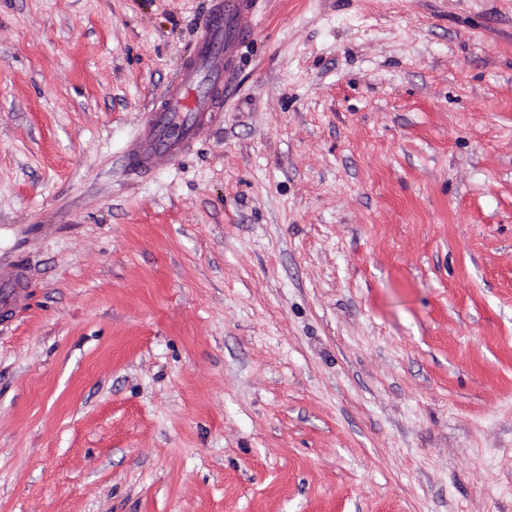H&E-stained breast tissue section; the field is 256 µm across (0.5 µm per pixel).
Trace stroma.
Instances as JSON below:
<instances>
[{
	"label": "stroma",
	"instance_id": "35a3bbf8",
	"mask_svg": "<svg viewBox=\"0 0 512 512\" xmlns=\"http://www.w3.org/2000/svg\"><path fill=\"white\" fill-rule=\"evenodd\" d=\"M0 0V512H512V0ZM258 0H225L203 20L194 52L182 62L143 127L128 143L125 162L142 176L161 156L179 159L217 116L215 90L232 92L227 76L242 16Z\"/></svg>",
	"mask_w": 512,
	"mask_h": 512
}]
</instances>
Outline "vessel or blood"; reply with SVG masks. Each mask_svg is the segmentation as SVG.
I'll use <instances>...</instances> for the list:
<instances>
[{
  "label": "vessel or blood",
  "instance_id": "obj_1",
  "mask_svg": "<svg viewBox=\"0 0 512 512\" xmlns=\"http://www.w3.org/2000/svg\"><path fill=\"white\" fill-rule=\"evenodd\" d=\"M256 4L257 0H219L203 20L194 52L179 65L159 104L125 149L132 172L147 176L159 157L180 158L214 121L216 89L232 91L227 76L240 20Z\"/></svg>",
  "mask_w": 512,
  "mask_h": 512
}]
</instances>
